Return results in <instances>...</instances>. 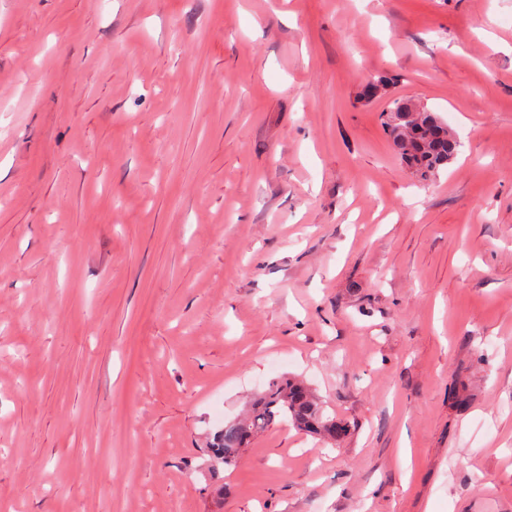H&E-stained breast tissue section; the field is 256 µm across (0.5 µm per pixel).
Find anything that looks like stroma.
<instances>
[{"label": "stroma", "mask_w": 512, "mask_h": 512, "mask_svg": "<svg viewBox=\"0 0 512 512\" xmlns=\"http://www.w3.org/2000/svg\"><path fill=\"white\" fill-rule=\"evenodd\" d=\"M0 512H512V0H0ZM404 102L394 99L382 112L384 131L400 160L414 176L427 181L453 161L460 142L447 122L421 105H417L410 130L401 131L406 123L399 119L397 110ZM285 422L333 443L348 432L346 423L325 415L323 407L302 382L288 379L272 383L262 392L243 420L233 421L216 432L209 448L211 462L215 466L236 463L240 451L258 434Z\"/></svg>", "instance_id": "stroma-1"}]
</instances>
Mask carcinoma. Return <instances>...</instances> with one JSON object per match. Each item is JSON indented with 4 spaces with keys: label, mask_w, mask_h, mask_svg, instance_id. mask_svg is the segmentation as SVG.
<instances>
[{
    "label": "carcinoma",
    "mask_w": 512,
    "mask_h": 512,
    "mask_svg": "<svg viewBox=\"0 0 512 512\" xmlns=\"http://www.w3.org/2000/svg\"><path fill=\"white\" fill-rule=\"evenodd\" d=\"M402 103L403 100L394 99L383 111L384 131L400 160L414 176L427 181L453 161L460 142L447 122L421 105L417 106L410 130L401 131L405 126L398 112ZM285 422L333 443L348 432L346 423L324 413L302 382L288 379L262 392L243 420L233 421L216 432L210 447L211 462L216 466L236 463L240 451L258 434Z\"/></svg>",
    "instance_id": "carcinoma-1"
}]
</instances>
